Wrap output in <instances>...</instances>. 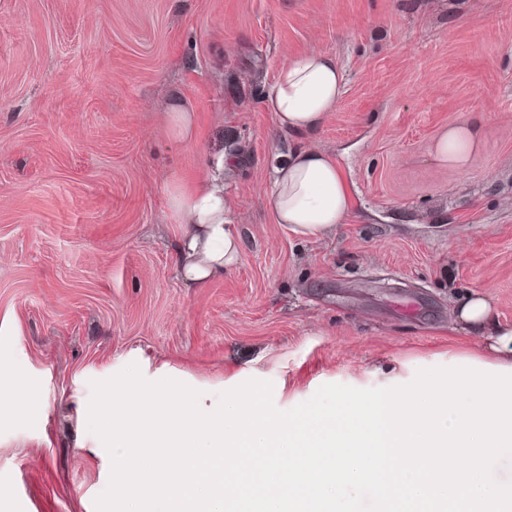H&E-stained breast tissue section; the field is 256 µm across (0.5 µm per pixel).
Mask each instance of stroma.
I'll list each match as a JSON object with an SVG mask.
<instances>
[{"label":"stroma","instance_id":"1","mask_svg":"<svg viewBox=\"0 0 512 512\" xmlns=\"http://www.w3.org/2000/svg\"><path fill=\"white\" fill-rule=\"evenodd\" d=\"M310 50L344 69L313 141L355 210L303 240L270 206L302 140L262 98ZM175 97L194 142L169 133ZM463 118L459 170L434 141ZM218 151L243 253L192 288L165 190ZM473 290L512 323V0H0V357L45 405L0 423V512H95L91 381L165 363L213 398L272 382L281 410L403 385L477 350L448 329ZM478 124L461 120L449 124L434 146L435 158L442 164L465 169L469 166L475 149Z\"/></svg>","mask_w":512,"mask_h":512}]
</instances>
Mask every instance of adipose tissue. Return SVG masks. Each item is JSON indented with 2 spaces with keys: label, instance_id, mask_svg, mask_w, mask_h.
<instances>
[{
  "label": "adipose tissue",
  "instance_id": "obj_1",
  "mask_svg": "<svg viewBox=\"0 0 512 512\" xmlns=\"http://www.w3.org/2000/svg\"><path fill=\"white\" fill-rule=\"evenodd\" d=\"M345 75L335 56L312 50L289 57L264 94V107L273 112L278 130L314 134L336 106ZM478 126L461 120L449 124L434 146L438 162L464 169L471 162ZM223 155L208 160L188 183L171 182L167 207L180 233L176 265L183 280L206 287L235 268L243 246L242 233L230 214L224 194ZM270 205L277 223L302 239H316L349 223L352 190L340 165L326 152L307 144L296 148L275 169ZM457 322L481 346L478 362L512 367V325L495 320L487 299L472 292L458 307Z\"/></svg>",
  "mask_w": 512,
  "mask_h": 512
}]
</instances>
